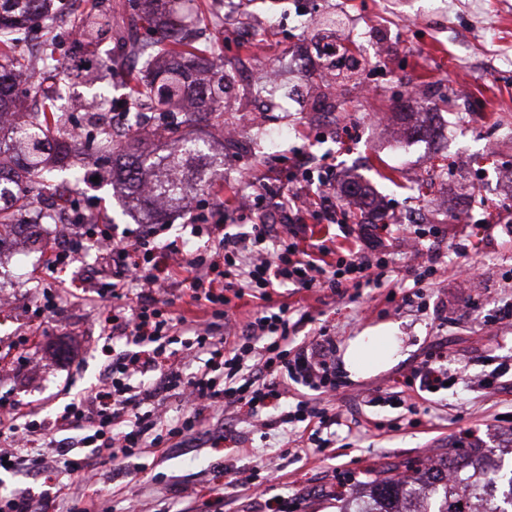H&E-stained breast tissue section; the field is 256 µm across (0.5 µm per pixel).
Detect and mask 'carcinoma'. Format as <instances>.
<instances>
[{
	"label": "carcinoma",
	"mask_w": 512,
	"mask_h": 512,
	"mask_svg": "<svg viewBox=\"0 0 512 512\" xmlns=\"http://www.w3.org/2000/svg\"><path fill=\"white\" fill-rule=\"evenodd\" d=\"M192 2L138 0L139 12L126 18L120 3L100 0L74 20L73 32L88 45L132 38L143 27L156 36L157 44L141 46L145 63L156 66L153 77L129 78L127 92L119 98L131 129L122 144L103 124H87L82 140L60 128L57 102L71 98L70 83L45 94L37 83L23 79L25 65L17 47L33 27L45 35L43 69L58 68L57 19L65 8L63 0H0V226L23 223L22 216L35 209L38 198L58 193L65 207L51 216L50 223H82L86 207L72 194L84 176L73 157L87 144L112 163V178L145 213L148 224L157 221L156 205L185 201L192 186L205 192L208 175L216 173L219 164L213 160L205 165L203 145L186 128L202 114L214 126L224 125V70L213 67L219 50L165 55L159 47L180 44ZM25 97L36 100V111L21 127L5 124V117L19 114ZM147 110L173 118L183 115L168 132L171 147L165 153L142 150L137 128ZM497 486V466L475 448L467 455L445 458L437 468L422 469L412 463L405 465L403 473L389 468L384 477L372 481L368 499L340 512H512V476L503 494V508L488 506Z\"/></svg>",
	"instance_id": "cac0c4a2"
}]
</instances>
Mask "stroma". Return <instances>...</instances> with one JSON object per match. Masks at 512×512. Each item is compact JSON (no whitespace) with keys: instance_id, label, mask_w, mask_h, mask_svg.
<instances>
[{"instance_id":"obj_1","label":"stroma","mask_w":512,"mask_h":512,"mask_svg":"<svg viewBox=\"0 0 512 512\" xmlns=\"http://www.w3.org/2000/svg\"><path fill=\"white\" fill-rule=\"evenodd\" d=\"M224 3L221 26L206 35L221 47L217 63L225 75L245 59L260 73L276 65L285 70L288 90L287 105L270 112L271 128L253 123L259 93L240 85L224 99V123L239 129L238 141L217 140L208 123L192 129L224 162L208 195L223 201L228 232L249 229L240 208L250 193L246 177L278 189L288 172L286 158L298 152L332 167L329 186L313 178L307 191L316 202L332 197L344 218L340 226L309 224L307 242L325 238L337 251L351 250L356 241L345 225L397 224L405 212L424 213L428 234L421 256H414L405 234L393 233L379 284L336 295L288 289L281 296L295 323L293 343L310 344L323 331L333 339L341 386L322 406L340 412L350 444L333 455L301 447L284 458L279 445L299 424L245 422L236 426L238 451L204 440L175 450L148 448L120 465L102 466L97 483L86 485L49 448L47 468L0 475V484L26 489L35 512H65L75 496L94 501V512H268L244 481L255 472L274 494L287 497L286 512H336V500L326 495L336 483L359 491L385 467L433 464L457 447L482 448L511 469L512 428L504 417L512 413V328L498 318L512 309V191L497 178L512 168V0H318L302 27L279 29L259 25L258 16L289 13L298 0ZM332 17L359 62L349 79H326L328 64L313 52L326 33L324 19ZM247 25L254 38L240 40L237 33ZM370 44L378 53L367 52ZM305 46V64L287 68L289 55ZM140 66L135 46H127L112 67L76 80L71 93L89 98L99 86L123 87L126 73ZM410 98L435 116L432 131L413 139L392 132ZM275 128L287 134L273 148ZM76 162L85 175L79 193L91 203L94 221L111 225L117 236L141 223V211L129 206L94 155L81 154ZM355 182L368 190L371 204L359 206L343 194ZM57 239L54 225L33 224L21 253L0 251V285L15 300L13 308H0V354L11 351L18 335L39 333L29 368L0 382V400L43 416L62 406L68 393L97 382L103 350L112 344L97 322L94 294L63 298L48 324L33 317L34 281ZM422 261L436 272L418 290L413 270ZM388 322L406 337L402 358L377 375L351 380L342 362L347 340ZM61 338L72 344L78 368L55 358L53 345ZM440 349L453 384L420 400L412 371ZM491 375L498 378L496 388L480 387ZM371 395L381 396V403L366 406ZM410 404L418 410L417 425L395 428Z\"/></svg>"}]
</instances>
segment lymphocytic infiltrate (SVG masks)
<instances>
[{"label":"lymphocytic infiltrate","mask_w":512,"mask_h":512,"mask_svg":"<svg viewBox=\"0 0 512 512\" xmlns=\"http://www.w3.org/2000/svg\"><path fill=\"white\" fill-rule=\"evenodd\" d=\"M253 221L248 232L236 235L224 225V205L204 203L189 213L190 235L213 241L212 249H189L187 241H157L158 230L141 224L128 235H112L109 225L80 224L78 234L107 242L108 258L90 285L102 307L100 322L112 332V358L102 376L88 390L74 395L61 412L38 417L36 412L0 411V458L12 469L29 460L28 449L37 438L70 429L89 453L68 460L71 473L89 480L93 468L117 459L139 456L145 448H168L202 433L212 411L257 420L262 410L275 413L279 424L299 422L309 443L327 449L324 429L338 424V415L298 402L289 405V385L319 393L336 390L330 364L331 337L311 345H289L290 319L286 305L270 302L276 287L326 288L339 293L377 282L388 264L382 237L384 225L360 227L362 245L335 263L321 265L300 250L302 225L290 217L300 192L282 186L270 192L252 182ZM286 217L275 229L273 215ZM77 253L52 249L39 280L33 314L51 322L65 287L66 269ZM258 290L265 305L246 322L232 320V296ZM194 370H186L184 357ZM223 379H216V371ZM156 374L153 383L143 375ZM183 398L188 412L172 417L166 400Z\"/></svg>","instance_id":"lymphocytic-infiltrate-1"}]
</instances>
